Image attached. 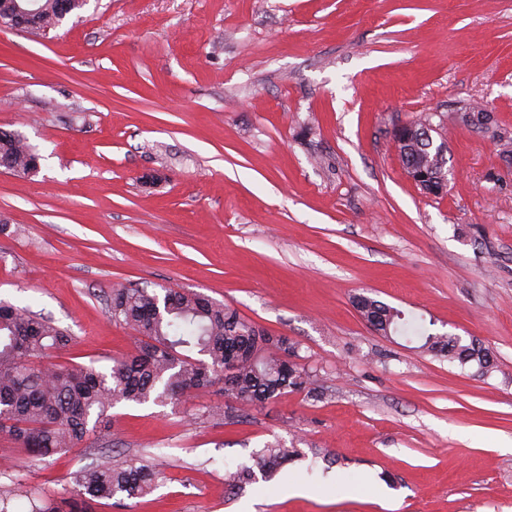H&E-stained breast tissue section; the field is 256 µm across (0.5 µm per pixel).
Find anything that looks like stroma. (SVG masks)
<instances>
[{
  "label": "stroma",
  "instance_id": "1",
  "mask_svg": "<svg viewBox=\"0 0 512 512\" xmlns=\"http://www.w3.org/2000/svg\"><path fill=\"white\" fill-rule=\"evenodd\" d=\"M476 104L496 133L462 123ZM412 122L447 145L444 194L404 172ZM1 129L40 167L0 171V300L69 329L54 363L106 370L134 348L113 289L171 287L287 338L319 395L123 401L41 460L0 434V488L63 495L113 446L161 478L97 512H512V0H89L0 27ZM360 295L495 371L380 335ZM276 441L304 458L230 495L225 466ZM43 14L41 16L40 27H49L50 30L58 27L67 15L81 10L86 0H42ZM66 2V3H65ZM50 30H42L41 33L47 34ZM33 33H40L36 30H30ZM421 347L437 356L447 358L450 363H456L462 367L471 362H476L486 372L494 368V360L488 350L482 348L473 340L466 344L461 336L428 334Z\"/></svg>",
  "mask_w": 512,
  "mask_h": 512
}]
</instances>
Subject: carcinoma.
I'll return each mask as SVG.
<instances>
[{
  "label": "carcinoma",
  "mask_w": 512,
  "mask_h": 512,
  "mask_svg": "<svg viewBox=\"0 0 512 512\" xmlns=\"http://www.w3.org/2000/svg\"><path fill=\"white\" fill-rule=\"evenodd\" d=\"M86 0H43L41 26L54 29ZM428 141L396 145L409 161L429 167ZM14 172L30 175L38 155L15 134L0 131V160ZM362 318L384 336L415 334L418 326L401 311L368 296L356 298ZM112 320L136 334L133 353L112 360L106 371L93 366H36L71 341L70 333L27 308L0 302V432L30 456L42 458L85 444L109 423L108 411L119 401L165 404L191 391L222 385L243 407L262 405L288 390L318 395L314 375L295 361V346L242 316L236 309L197 292L174 288L164 295L146 287L112 290ZM422 348L450 363L476 362L494 368L490 352L452 334H429ZM197 357H192V354ZM303 455L300 448L268 445L256 453V468L271 476ZM155 469L117 454L107 464L82 466L63 497L49 498L20 486L0 492V512L12 499L25 497L31 512H95L101 499L140 498L156 488ZM253 468L239 465L225 474L229 489L240 491L254 481Z\"/></svg>",
  "instance_id": "carcinoma-1"
}]
</instances>
